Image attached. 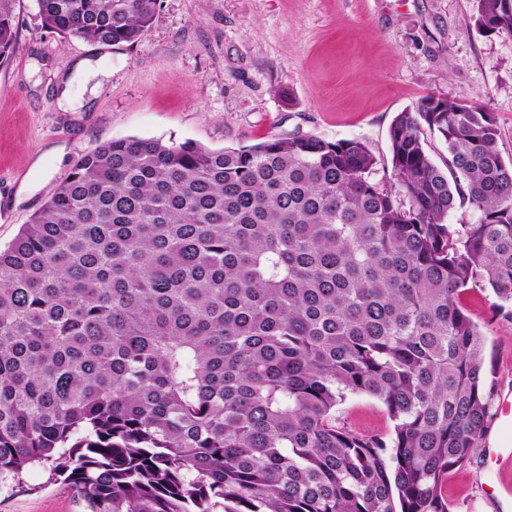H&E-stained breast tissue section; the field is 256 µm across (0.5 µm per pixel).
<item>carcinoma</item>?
<instances>
[{"label":"carcinoma","mask_w":512,"mask_h":512,"mask_svg":"<svg viewBox=\"0 0 512 512\" xmlns=\"http://www.w3.org/2000/svg\"><path fill=\"white\" fill-rule=\"evenodd\" d=\"M471 2L512 37V0ZM36 6L65 41L129 50L160 0ZM389 141L381 178L364 142L313 135L83 155L0 249V477L49 462L90 512H451L492 390L460 296L512 305V158L492 113L442 96ZM348 393L393 433L340 425Z\"/></svg>","instance_id":"obj_1"}]
</instances>
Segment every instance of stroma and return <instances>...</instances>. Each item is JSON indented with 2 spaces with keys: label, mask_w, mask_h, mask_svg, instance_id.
Listing matches in <instances>:
<instances>
[{
  "label": "stroma",
  "mask_w": 512,
  "mask_h": 512,
  "mask_svg": "<svg viewBox=\"0 0 512 512\" xmlns=\"http://www.w3.org/2000/svg\"><path fill=\"white\" fill-rule=\"evenodd\" d=\"M13 57L0 66V247L17 236L75 163L127 137L192 140L211 149L291 134L357 139L389 167L394 116L427 95L492 112L499 148L512 157V37L475 26L470 0H161L130 50L64 41L41 26L34 0L17 9ZM107 75H78L82 59ZM461 301L486 337L494 372L485 438L448 477L452 512H512L493 489L512 485V463L486 449L512 398V315L489 290ZM341 425L387 436L384 405L351 394ZM0 512H87L49 466L0 482Z\"/></svg>",
  "instance_id": "1"
}]
</instances>
